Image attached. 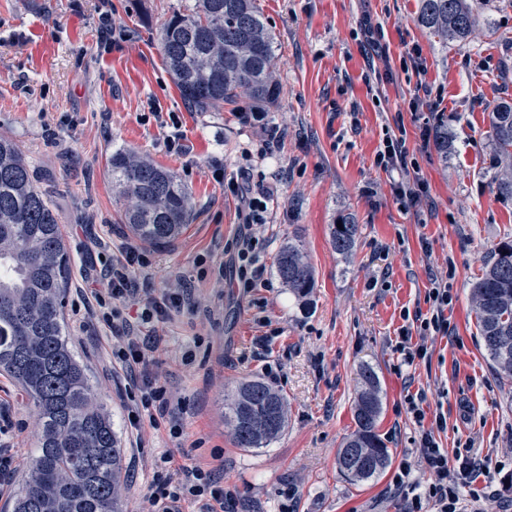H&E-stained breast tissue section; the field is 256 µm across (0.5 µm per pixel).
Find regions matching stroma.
I'll use <instances>...</instances> for the list:
<instances>
[{"mask_svg":"<svg viewBox=\"0 0 512 512\" xmlns=\"http://www.w3.org/2000/svg\"><path fill=\"white\" fill-rule=\"evenodd\" d=\"M193 0H0V135L35 169L63 226L73 272L66 290L69 343L121 437L129 482L125 512H146L157 463L213 466L236 493L229 512H401L390 489L401 460L410 478L430 475L420 458L421 429L405 411L407 392L441 406L448 427L440 446L481 461L485 473L460 490L461 512H512V379L483 350L470 289L493 248L512 240V200L498 198L489 114L512 99V0H487L477 35L443 44L417 23L418 0H256L278 41L277 102L271 122L286 136L268 151L247 104L191 111L164 62L161 28ZM112 14L111 47L98 42L101 11ZM426 85L430 100L420 99ZM181 124L190 149L167 139ZM448 131V153L423 146L426 128ZM401 132L417 179L429 195L405 207L375 154L384 131ZM125 147L174 171L194 211L174 246L148 247L153 288L176 279L196 287L198 309L146 334L162 344L156 370L181 397L182 433L168 425L131 445L125 377L103 370L110 339L82 329L78 288L100 265L92 239L129 236L107 173L112 150ZM250 173L271 191L259 248L269 271L251 291L237 288L232 258L246 231L236 200L216 171ZM353 215L360 236L351 256L330 245V226ZM303 245L314 269L309 305L283 288L272 266L289 240ZM223 267L224 284L213 282ZM455 270L452 334L431 336L430 357L401 364L394 350L402 310H428L433 277ZM268 337L257 348L256 337ZM193 349L183 367L180 352ZM380 379L379 434L386 469L355 483L336 468V452L354 429L359 370ZM259 379L288 399V427L270 447L237 448L224 426V395ZM0 434L37 446L30 402L0 375Z\"/></svg>","mask_w":512,"mask_h":512,"instance_id":"stroma-1","label":"stroma"}]
</instances>
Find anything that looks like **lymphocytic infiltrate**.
<instances>
[{
  "instance_id": "1",
  "label": "lymphocytic infiltrate",
  "mask_w": 512,
  "mask_h": 512,
  "mask_svg": "<svg viewBox=\"0 0 512 512\" xmlns=\"http://www.w3.org/2000/svg\"><path fill=\"white\" fill-rule=\"evenodd\" d=\"M375 163L386 172L398 173L394 191L401 201L414 203L427 193L426 183H413L408 178L410 159L402 139L385 135L376 152ZM224 190L240 199L245 224L264 223L270 199L268 190L253 188L249 182L235 179L225 181ZM92 247L98 253H110L111 258L88 282V292L96 305L88 309L87 314L119 337L118 345L111 350L112 366L122 370L131 380L127 393L131 402L129 425L137 430L145 419L154 426L165 422L171 434H179L180 403L152 374L159 339L143 335L142 328L149 323L166 321L176 313L195 311L198 303L194 291L181 285L159 293L148 291L136 295L131 286L132 273H139L146 281L153 277L152 264L145 251L128 243L116 251L111 241L103 238L93 241ZM454 299L451 280L436 279L427 295L429 310L404 313L405 324L395 346L404 364H413L428 355L426 345L413 343V336L447 334L450 326L448 312ZM129 301L136 302L140 308L133 321L125 313V304ZM446 426L447 418L438 410L430 428L421 434V460L432 476L431 482L424 485L410 483L411 467L405 462L400 463L393 474L392 485L404 500L406 512H425L429 507L435 508L436 512H460L461 488L472 485L485 472L484 466L475 458L452 457L439 447L434 434ZM150 490L155 512H181V503L185 500L195 505V512H224L225 503L235 498L234 491L224 488L217 480L214 470L200 466H180L156 473Z\"/></svg>"
}]
</instances>
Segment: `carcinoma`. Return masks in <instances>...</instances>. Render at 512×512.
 I'll use <instances>...</instances> for the list:
<instances>
[{"mask_svg":"<svg viewBox=\"0 0 512 512\" xmlns=\"http://www.w3.org/2000/svg\"><path fill=\"white\" fill-rule=\"evenodd\" d=\"M418 23L443 43L465 42L478 17L470 0H419ZM162 50L173 81L196 112L246 100L265 111L277 101V41L255 0H195L164 23ZM490 137L505 162L496 195L512 200V100L490 112ZM120 223L137 242L173 244L192 212L179 177L147 157L118 149L108 159ZM359 237L350 216L330 225L336 253L348 256ZM282 284L307 301L315 281L302 245L288 242L276 256ZM70 257L62 225L17 145L0 136V373L26 394L38 416L37 448L25 461L26 478L14 512H124V455L106 408L69 347L63 313ZM471 300L484 350L512 378V241L499 244L472 284ZM355 428L338 449L336 467L352 481L378 476L389 461L378 433L380 381L366 365ZM288 403L258 380L224 395V424L237 447L267 448L285 431Z\"/></svg>","mask_w":512,"mask_h":512,"instance_id":"carcinoma-1","label":"carcinoma"}]
</instances>
